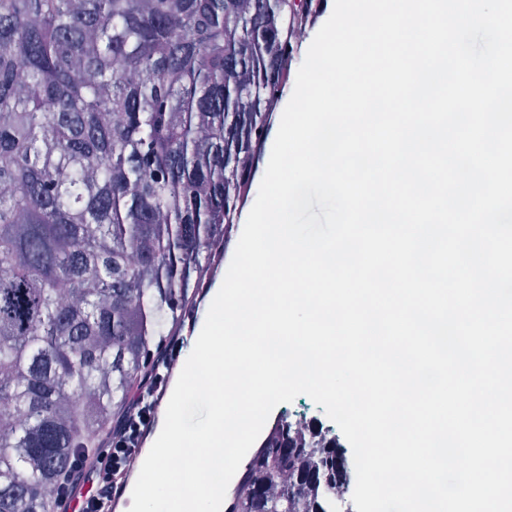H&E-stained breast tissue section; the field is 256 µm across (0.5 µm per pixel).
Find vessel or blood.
Wrapping results in <instances>:
<instances>
[{
  "mask_svg": "<svg viewBox=\"0 0 512 512\" xmlns=\"http://www.w3.org/2000/svg\"><path fill=\"white\" fill-rule=\"evenodd\" d=\"M225 275L224 252L219 249L216 250L210 261L208 277L198 285L190 303L177 323L176 331L178 336L181 337L183 344L188 345L196 342L203 328L210 305L217 294L218 288L221 287ZM186 360V355L182 354L177 356L168 365L165 371V386L157 399L151 420L142 431L138 440V446L126 468L123 477V487L118 494L112 497L109 512H129L132 503L133 487L142 464L159 435L169 399Z\"/></svg>",
  "mask_w": 512,
  "mask_h": 512,
  "instance_id": "obj_1",
  "label": "vessel or blood"
}]
</instances>
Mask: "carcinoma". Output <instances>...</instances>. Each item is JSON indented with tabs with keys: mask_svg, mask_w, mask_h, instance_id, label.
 <instances>
[{
	"mask_svg": "<svg viewBox=\"0 0 512 512\" xmlns=\"http://www.w3.org/2000/svg\"><path fill=\"white\" fill-rule=\"evenodd\" d=\"M312 0H0V512H54L236 221ZM354 460L306 417L241 512H331Z\"/></svg>",
	"mask_w": 512,
	"mask_h": 512,
	"instance_id": "obj_1",
	"label": "carcinoma"
}]
</instances>
